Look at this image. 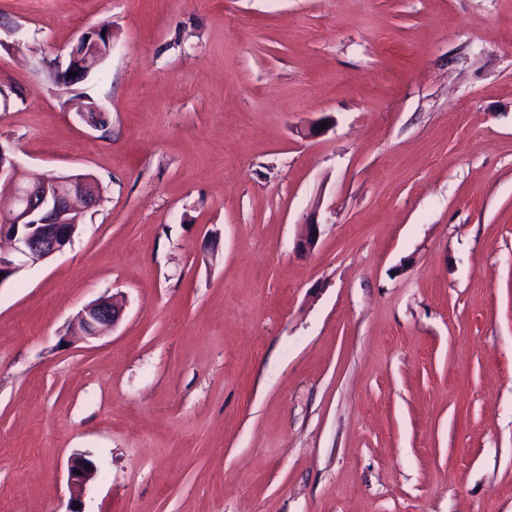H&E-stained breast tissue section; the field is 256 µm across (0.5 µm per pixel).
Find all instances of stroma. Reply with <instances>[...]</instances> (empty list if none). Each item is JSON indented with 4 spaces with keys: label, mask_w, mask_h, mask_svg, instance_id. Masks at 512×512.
<instances>
[{
    "label": "stroma",
    "mask_w": 512,
    "mask_h": 512,
    "mask_svg": "<svg viewBox=\"0 0 512 512\" xmlns=\"http://www.w3.org/2000/svg\"><path fill=\"white\" fill-rule=\"evenodd\" d=\"M1 87L101 191L0 285L12 512H512V0H0ZM106 30V33H103ZM100 36L106 42L104 45ZM112 39V29L106 23L99 24L84 33L72 48L69 55V64L64 71L57 75L60 84L68 85L83 78L90 69L96 66L106 53V49ZM68 72H77L76 77H69ZM124 311L122 301L116 297H101L86 305L74 319V329L83 337L101 336L108 328L112 329L120 321ZM87 465H90L91 469H88ZM75 470H79L80 474H76ZM97 472L98 467L94 461L87 458L86 455L77 454L70 459L68 465V484L73 490L80 492Z\"/></svg>",
    "instance_id": "35a3bbf8"
}]
</instances>
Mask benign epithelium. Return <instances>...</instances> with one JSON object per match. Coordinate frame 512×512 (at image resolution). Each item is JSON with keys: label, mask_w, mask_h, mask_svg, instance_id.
<instances>
[{"label": "benign epithelium", "mask_w": 512, "mask_h": 512, "mask_svg": "<svg viewBox=\"0 0 512 512\" xmlns=\"http://www.w3.org/2000/svg\"><path fill=\"white\" fill-rule=\"evenodd\" d=\"M112 29L102 23L84 33L72 48L69 64L57 75L63 85L83 78L106 53ZM75 76H69V73ZM16 162L0 147V182L11 186L13 206L0 216V285L28 266L45 262L73 243L80 215L99 201L97 182L89 174L35 173L24 184L15 182ZM320 224L309 220L295 243V251L308 253L317 245ZM124 311L122 301L101 297L86 305L74 319V329L84 337L102 335L115 327ZM96 463L83 454L70 459L68 484L79 492L97 474Z\"/></svg>", "instance_id": "1"}]
</instances>
